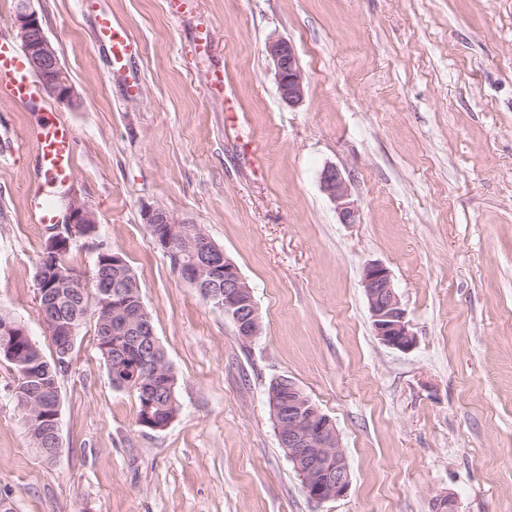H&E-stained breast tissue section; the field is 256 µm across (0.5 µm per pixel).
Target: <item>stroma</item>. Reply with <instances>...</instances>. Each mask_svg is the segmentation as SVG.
<instances>
[{"label": "stroma", "instance_id": "obj_1", "mask_svg": "<svg viewBox=\"0 0 512 512\" xmlns=\"http://www.w3.org/2000/svg\"><path fill=\"white\" fill-rule=\"evenodd\" d=\"M99 3L138 45L125 66L81 0H38L79 104L0 94V309L51 353L29 132L53 112L76 142L52 193L85 201L95 240L136 274L180 408L166 429L137 425L136 394L113 387L86 320L49 459L0 362V499L13 512H432L450 495L458 512H512V0ZM278 38L305 75L295 107L265 50ZM330 164L356 223L320 189ZM146 203L235 263L262 318L255 341L151 244ZM372 262L391 273L411 351L373 333ZM283 376L336 424L351 477L340 499L312 501L279 446L267 390Z\"/></svg>", "mask_w": 512, "mask_h": 512}]
</instances>
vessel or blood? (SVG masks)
Segmentation results:
<instances>
[{"instance_id": "obj_1", "label": "vessel or blood", "mask_w": 512, "mask_h": 512, "mask_svg": "<svg viewBox=\"0 0 512 512\" xmlns=\"http://www.w3.org/2000/svg\"><path fill=\"white\" fill-rule=\"evenodd\" d=\"M95 31L97 40L110 44L115 62H125L137 49L127 31L116 26L107 13L96 15ZM0 94L23 105L36 98V85L26 69L22 53L3 41L0 42ZM31 137L39 147L38 170L41 180L51 187L64 184L72 166L75 143L73 129L50 114L43 124L33 130Z\"/></svg>"}]
</instances>
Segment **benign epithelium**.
Here are the masks:
<instances>
[{"label":"benign epithelium","instance_id":"obj_1","mask_svg":"<svg viewBox=\"0 0 512 512\" xmlns=\"http://www.w3.org/2000/svg\"><path fill=\"white\" fill-rule=\"evenodd\" d=\"M35 0H17L14 27L30 71L42 88L58 103L77 105V95L57 50L46 36ZM275 67L281 99L290 106L300 105L305 97V78L295 47L285 39L271 41L266 47ZM322 192L335 205L340 221L356 223L358 210L351 199L343 173L334 165L320 172ZM142 219L150 231L151 243L169 258L173 270L192 285L214 307L222 310L234 324L237 336L251 342L263 331L252 289L237 266L209 238L198 233L187 220L167 209L145 204ZM96 223L92 210L74 194L67 196L62 223L54 227L49 243L58 248L70 245L75 231ZM191 254V263L184 255ZM361 285L368 301L374 335L395 350L408 351L416 343L406 311L396 292L389 269L377 262L367 264ZM135 290L108 289L98 298L95 316L99 326L108 328L118 314L125 322L138 324L146 319L142 302L135 301ZM269 407L276 434L288 459L294 465L308 497L322 503L343 497L349 488L350 470L339 434L333 421L292 380L284 381L282 393L271 394ZM23 418L30 430L48 419L59 427L60 401L45 414L34 404L22 406Z\"/></svg>","mask_w":512,"mask_h":512}]
</instances>
